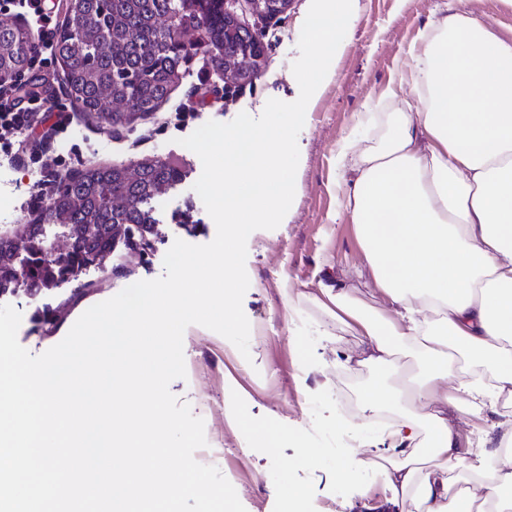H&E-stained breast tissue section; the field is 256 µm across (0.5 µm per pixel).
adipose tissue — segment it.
Returning a JSON list of instances; mask_svg holds the SVG:
<instances>
[{
  "instance_id": "1",
  "label": "adipose tissue",
  "mask_w": 512,
  "mask_h": 512,
  "mask_svg": "<svg viewBox=\"0 0 512 512\" xmlns=\"http://www.w3.org/2000/svg\"><path fill=\"white\" fill-rule=\"evenodd\" d=\"M446 0L390 76L383 137L336 153L338 213L354 224L385 306L321 285L367 342L366 363L412 356L419 412L399 415L379 465L393 504L512 512V38ZM411 90L417 103L403 99ZM500 411L490 440L486 411ZM469 416L463 438L451 412ZM429 444L414 445L419 428ZM484 465L473 468L470 455Z\"/></svg>"
}]
</instances>
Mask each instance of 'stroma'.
Listing matches in <instances>:
<instances>
[{"label":"stroma","mask_w":512,"mask_h":512,"mask_svg":"<svg viewBox=\"0 0 512 512\" xmlns=\"http://www.w3.org/2000/svg\"><path fill=\"white\" fill-rule=\"evenodd\" d=\"M309 0H293L283 14L268 20L266 53L252 86L232 100L210 68L193 59L178 87L154 113L112 128L81 112L63 90L62 66L30 69L23 77L42 85L62 124L39 120L16 160L0 157V233L30 223L34 196L51 197L59 178L87 168L119 163L129 167L155 157L178 165L183 179L151 200L162 232L153 252L139 263L128 261L129 248L112 254V270L92 269L83 281L97 293L74 294L73 284L32 298L20 293L10 300L22 314L17 339L38 355L65 336L37 331V310L68 301L69 314L107 300L140 280L163 272V259L175 240L206 244L216 226L193 186L202 162L181 146L210 120L232 121L239 113L260 116L268 99H297L292 64ZM443 0H356L343 39L344 51L320 98L309 103L298 135L296 195L288 221L273 230H257L247 240L249 288L243 310L250 322L249 356L216 332L188 328L184 353L186 376L171 382L179 401L189 404L205 425L208 447L218 449L215 466L233 485L246 512H292L280 494L283 483L305 488L293 512H414L388 503L381 471L353 465V451H386L392 446L387 420L410 410L397 396L399 380L363 363L364 337L334 317L317 297L320 284L350 289L365 306L379 307L366 272L367 263L349 220L333 221L337 210L336 151L359 112L386 111L391 71L409 62V51ZM64 166H56L55 157ZM240 393L229 397L225 375ZM373 388V399L363 392ZM234 405L242 426H229L226 405ZM277 432L283 440L266 448L259 432Z\"/></svg>","instance_id":"stroma-1"}]
</instances>
